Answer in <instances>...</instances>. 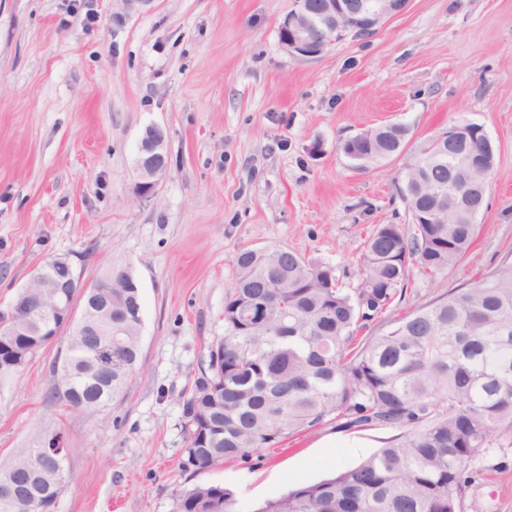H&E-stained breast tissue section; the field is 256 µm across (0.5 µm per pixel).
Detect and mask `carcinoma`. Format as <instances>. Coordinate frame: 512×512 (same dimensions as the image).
Masks as SVG:
<instances>
[{
	"label": "carcinoma",
	"instance_id": "carcinoma-1",
	"mask_svg": "<svg viewBox=\"0 0 512 512\" xmlns=\"http://www.w3.org/2000/svg\"><path fill=\"white\" fill-rule=\"evenodd\" d=\"M408 128L371 130L364 152L376 161L407 147ZM487 173H469L461 158L432 140L404 169L402 199L413 226L379 224L361 252L360 279L339 286L322 262L280 247L243 249L224 298V335L210 346L208 366L183 400L181 468L217 467L282 448L325 424L375 425L402 435L357 466L298 485L255 512H463L472 477L467 462L512 433V264L466 288L416 305L372 331L394 301H403L410 267L435 276L456 265L478 235L477 213L448 209L449 181L463 177L485 198L496 153L484 146ZM112 293V316L99 300ZM86 317L112 320V365L83 346V328L67 336L50 398L89 413L105 408L136 372L142 304L128 272L84 301ZM53 344L37 314L15 336L0 335V381L22 372ZM67 473L46 466L38 450H13L0 470V512H51ZM22 500L15 509L3 498ZM233 493L211 484L179 494L173 512H234Z\"/></svg>",
	"mask_w": 512,
	"mask_h": 512
}]
</instances>
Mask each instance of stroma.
<instances>
[{
    "label": "stroma",
    "mask_w": 512,
    "mask_h": 512,
    "mask_svg": "<svg viewBox=\"0 0 512 512\" xmlns=\"http://www.w3.org/2000/svg\"><path fill=\"white\" fill-rule=\"evenodd\" d=\"M295 0H0V311L51 256L85 279L131 271L144 364L101 412L50 399V346L0 385V467L60 433L70 479L54 512H171L221 485L256 512L300 483L353 467L398 435L322 426L249 462L182 471L179 397L224 334V296L243 248L278 246L329 265L344 287L379 224L408 225L396 192L406 156L359 164L342 150L400 123L408 147L452 121L496 146L481 231L447 272L411 273L418 303L512 262V0H410L370 37L317 58L289 55L278 24ZM166 132L169 164L135 195L138 145ZM463 512H512V434L468 462Z\"/></svg>",
    "instance_id": "obj_1"
}]
</instances>
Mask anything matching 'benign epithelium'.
<instances>
[{"instance_id": "7a95c632", "label": "benign epithelium", "mask_w": 512, "mask_h": 512, "mask_svg": "<svg viewBox=\"0 0 512 512\" xmlns=\"http://www.w3.org/2000/svg\"><path fill=\"white\" fill-rule=\"evenodd\" d=\"M409 0H296V8L279 23L282 47L292 56L318 57L337 37L347 33L374 34L388 19L402 13ZM459 125H451L436 133L435 140L454 149L462 139ZM137 167L140 179L136 194L151 197L159 179L167 170L166 133L159 127L146 130L138 148ZM51 297L59 302L41 307L44 320L55 329V335L76 319L74 301L85 294L88 283L77 273L66 256L52 258L46 270L32 276ZM66 449L61 446L42 451L45 463L60 469Z\"/></svg>"}]
</instances>
